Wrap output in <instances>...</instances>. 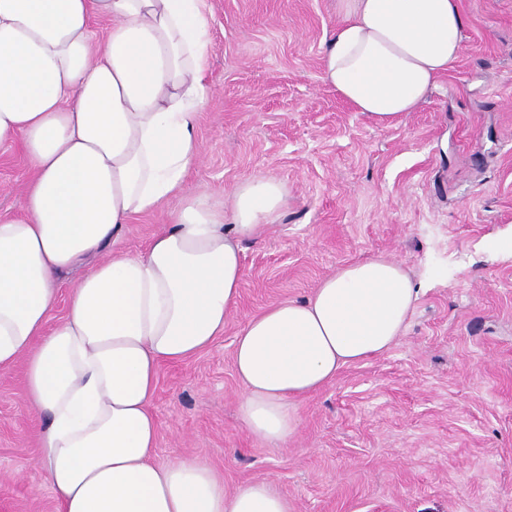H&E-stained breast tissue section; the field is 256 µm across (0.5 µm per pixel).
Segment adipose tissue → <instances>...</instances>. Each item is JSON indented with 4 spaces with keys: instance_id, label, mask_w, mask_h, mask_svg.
Instances as JSON below:
<instances>
[{
    "instance_id": "1",
    "label": "adipose tissue",
    "mask_w": 512,
    "mask_h": 512,
    "mask_svg": "<svg viewBox=\"0 0 512 512\" xmlns=\"http://www.w3.org/2000/svg\"><path fill=\"white\" fill-rule=\"evenodd\" d=\"M322 45L326 81L387 127L460 55L458 0H339ZM109 19L104 39L92 20ZM209 0H0V147L31 166L22 213L0 216V370L24 362L43 421L39 461L57 512H294L272 481L225 489L204 460L158 462V369L206 350L238 304L241 244L287 200L255 175L230 210L183 191L201 151ZM181 203L148 247L125 224ZM63 316L58 283L78 267ZM419 298L395 260L346 264L312 295L253 315L234 342L242 424L284 446L299 403L349 365L387 352Z\"/></svg>"
}]
</instances>
